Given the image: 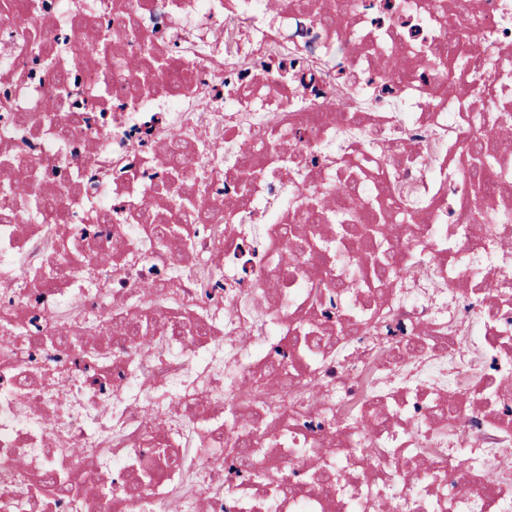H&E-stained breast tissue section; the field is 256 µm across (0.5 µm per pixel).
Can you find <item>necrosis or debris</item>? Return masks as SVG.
I'll return each instance as SVG.
<instances>
[{
	"instance_id": "necrosis-or-debris-1",
	"label": "necrosis or debris",
	"mask_w": 512,
	"mask_h": 512,
	"mask_svg": "<svg viewBox=\"0 0 512 512\" xmlns=\"http://www.w3.org/2000/svg\"><path fill=\"white\" fill-rule=\"evenodd\" d=\"M99 57L134 94L92 85ZM478 129H512V0H0L26 183L0 224V512L51 472L81 495L31 512H112L107 483L122 512H512V142ZM174 140L200 203L243 196L240 154L260 175L163 251L138 215L173 206ZM213 437L286 480L217 466ZM167 438L143 491L129 464Z\"/></svg>"
}]
</instances>
